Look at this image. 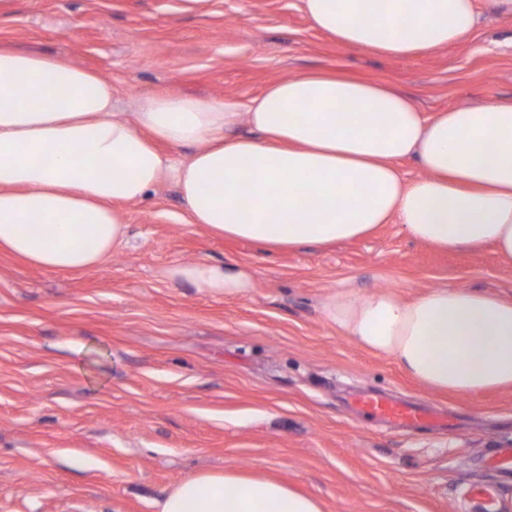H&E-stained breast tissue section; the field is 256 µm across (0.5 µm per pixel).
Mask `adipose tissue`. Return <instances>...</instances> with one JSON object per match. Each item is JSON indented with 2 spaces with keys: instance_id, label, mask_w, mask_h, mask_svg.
I'll return each mask as SVG.
<instances>
[{
  "instance_id": "ef3b65f1",
  "label": "adipose tissue",
  "mask_w": 512,
  "mask_h": 512,
  "mask_svg": "<svg viewBox=\"0 0 512 512\" xmlns=\"http://www.w3.org/2000/svg\"><path fill=\"white\" fill-rule=\"evenodd\" d=\"M346 49L407 58L470 39L474 0H303ZM248 124L252 136L240 134ZM192 147L175 161L159 152ZM415 160L420 177L398 169ZM189 223L273 250L364 237L383 224L444 250L492 245L512 264V99L421 112L391 84L335 70L271 83L249 104L142 97L112 116V85L69 60L0 43V250L51 271L102 263L125 234L116 205L163 180ZM172 280L237 297L236 262L180 264ZM329 321L437 394L512 387V298L436 287L333 295ZM158 512H324L288 484L235 470L174 485Z\"/></svg>"
}]
</instances>
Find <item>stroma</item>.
<instances>
[{"instance_id": "1", "label": "stroma", "mask_w": 512, "mask_h": 512, "mask_svg": "<svg viewBox=\"0 0 512 512\" xmlns=\"http://www.w3.org/2000/svg\"><path fill=\"white\" fill-rule=\"evenodd\" d=\"M465 43L409 59L343 49L302 0H0V42L65 57L110 81L113 116L147 94L249 103L276 80L338 69L387 82L424 112L512 97V17L476 0ZM122 244L59 272L0 251V512H157L189 476L276 477L326 512H470L495 484L512 512V389L442 396L349 340L328 297L434 287L512 297L492 247L440 251L399 225L328 247L273 251L183 219L166 181L122 204ZM253 273L224 298L173 281L177 264ZM453 412L455 431L358 419L359 394Z\"/></svg>"}]
</instances>
